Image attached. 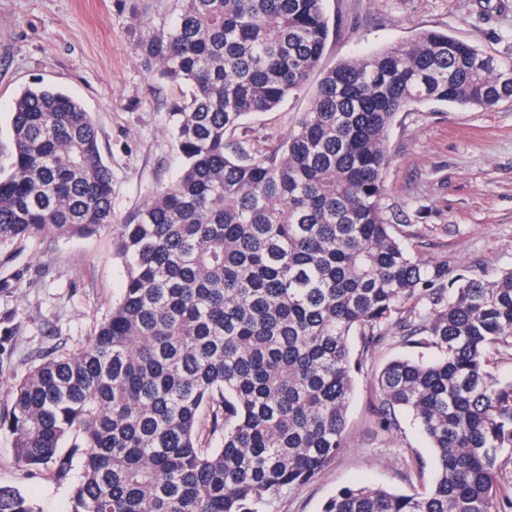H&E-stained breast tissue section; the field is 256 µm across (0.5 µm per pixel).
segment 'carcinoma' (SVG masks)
I'll list each match as a JSON object with an SVG mask.
<instances>
[{
  "label": "carcinoma",
  "instance_id": "1",
  "mask_svg": "<svg viewBox=\"0 0 512 512\" xmlns=\"http://www.w3.org/2000/svg\"><path fill=\"white\" fill-rule=\"evenodd\" d=\"M325 0H112L140 66L174 84L177 179L112 223V170L67 92L35 84L11 108L0 249L112 231L122 295L79 348L13 385L0 430L28 468L69 477L68 512H266L347 446L354 373L396 323L431 359L374 376L377 424L410 413L433 448L431 488H340L321 512H512V269L453 274L409 253L385 204L388 134L412 105L512 101V60L423 30L321 67ZM296 124L262 152L244 117L310 83ZM363 348L353 353L350 337ZM221 445H202L203 430ZM68 449H63L64 443ZM0 512H43L0 487Z\"/></svg>",
  "mask_w": 512,
  "mask_h": 512
}]
</instances>
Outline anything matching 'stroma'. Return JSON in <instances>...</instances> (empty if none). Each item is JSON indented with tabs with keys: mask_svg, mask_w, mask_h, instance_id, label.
Instances as JSON below:
<instances>
[{
	"mask_svg": "<svg viewBox=\"0 0 512 512\" xmlns=\"http://www.w3.org/2000/svg\"><path fill=\"white\" fill-rule=\"evenodd\" d=\"M336 33L322 60L338 61L445 31L512 59V0H325ZM64 89L96 125L112 169V212L122 221L158 187L179 175L181 160L166 130L171 86L140 67L112 0H0V169L11 163L10 108L32 83ZM309 91L277 109L247 116L237 138L266 148L304 112ZM385 203L405 228L403 243L425 259L447 258L454 272L494 274L512 268V102L484 110L414 106L389 134ZM112 233L61 237L49 245L0 251V408L10 386L42 356L78 348L111 309L125 282ZM432 350L388 337L354 378L348 444L300 489L283 492L270 512H320L341 487L357 481L398 492L431 487L436 460L418 424L397 413L389 434L375 424L373 376L396 357L431 358ZM0 487L18 489L44 512H66L69 483L27 470L13 439L0 430Z\"/></svg>",
	"mask_w": 512,
	"mask_h": 512,
	"instance_id": "obj_1",
	"label": "stroma"
}]
</instances>
